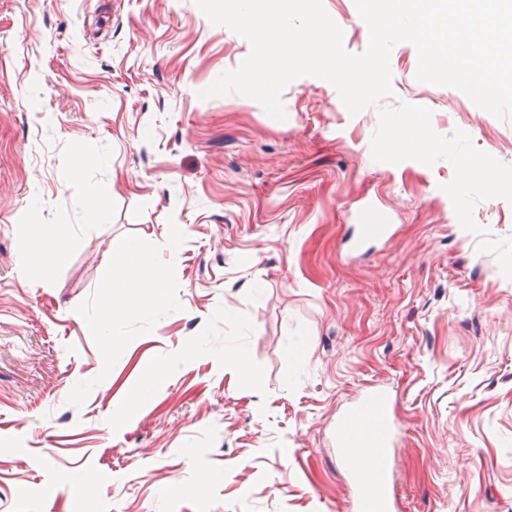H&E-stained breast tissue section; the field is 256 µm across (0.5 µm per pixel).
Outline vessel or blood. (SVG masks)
Here are the masks:
<instances>
[{"instance_id":"1","label":"vessel or blood","mask_w":512,"mask_h":512,"mask_svg":"<svg viewBox=\"0 0 512 512\" xmlns=\"http://www.w3.org/2000/svg\"><path fill=\"white\" fill-rule=\"evenodd\" d=\"M390 225H377L374 231L360 230L351 240L350 252L357 253L371 243L389 236ZM390 401L387 389L370 386L336 421L333 445L338 458L347 465V488L353 512H392L389 491L388 448L394 447L397 435L395 422L384 421L373 427L370 414L386 409Z\"/></svg>"}]
</instances>
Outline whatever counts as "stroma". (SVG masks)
I'll use <instances>...</instances> for the list:
<instances>
[{
    "label": "stroma",
    "instance_id": "obj_1",
    "mask_svg": "<svg viewBox=\"0 0 512 512\" xmlns=\"http://www.w3.org/2000/svg\"><path fill=\"white\" fill-rule=\"evenodd\" d=\"M323 6L363 52L355 0ZM249 53L194 0H0V512H350L329 430L372 384L396 395L398 512H512V279L461 227L449 161L371 150L379 107L409 102L512 165V115L419 82L409 42L355 115L311 76L282 120L199 98ZM380 214L391 238L348 257ZM473 219L512 235L504 199ZM36 223L74 243L27 279ZM116 237L164 266L168 303L103 294Z\"/></svg>",
    "mask_w": 512,
    "mask_h": 512
}]
</instances>
